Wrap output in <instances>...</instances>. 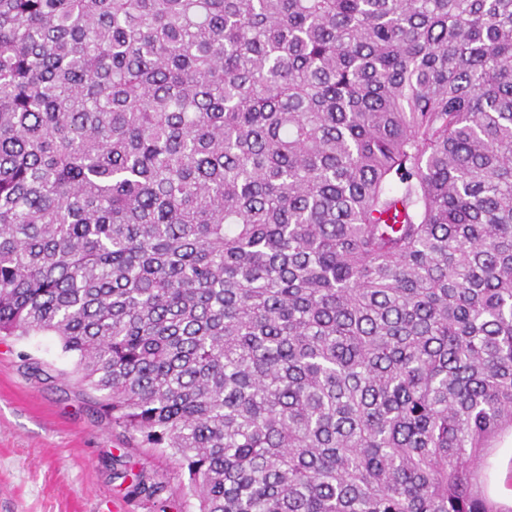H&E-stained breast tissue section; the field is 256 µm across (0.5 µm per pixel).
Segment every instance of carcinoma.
Wrapping results in <instances>:
<instances>
[{
	"instance_id": "carcinoma-1",
	"label": "carcinoma",
	"mask_w": 512,
	"mask_h": 512,
	"mask_svg": "<svg viewBox=\"0 0 512 512\" xmlns=\"http://www.w3.org/2000/svg\"><path fill=\"white\" fill-rule=\"evenodd\" d=\"M39 333L198 512H512V0H0ZM494 448L486 470L490 498L512 505V437L506 438Z\"/></svg>"
}]
</instances>
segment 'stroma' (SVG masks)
<instances>
[{
    "mask_svg": "<svg viewBox=\"0 0 512 512\" xmlns=\"http://www.w3.org/2000/svg\"><path fill=\"white\" fill-rule=\"evenodd\" d=\"M48 365L34 376L27 360ZM57 337L0 339V512H155L129 492L141 473L165 482L167 512H195L187 471L101 418ZM487 488L512 505V437L489 456Z\"/></svg>",
    "mask_w": 512,
    "mask_h": 512,
    "instance_id": "35a3bbf8",
    "label": "stroma"
}]
</instances>
